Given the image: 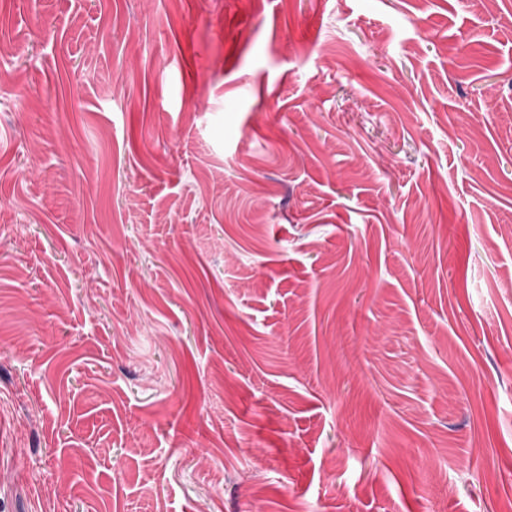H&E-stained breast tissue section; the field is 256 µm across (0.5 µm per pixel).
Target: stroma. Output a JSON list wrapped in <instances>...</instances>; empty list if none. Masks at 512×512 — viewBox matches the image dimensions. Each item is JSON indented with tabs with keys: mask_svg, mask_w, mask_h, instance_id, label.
I'll return each mask as SVG.
<instances>
[{
	"mask_svg": "<svg viewBox=\"0 0 512 512\" xmlns=\"http://www.w3.org/2000/svg\"><path fill=\"white\" fill-rule=\"evenodd\" d=\"M0 512H499L512 0H0Z\"/></svg>",
	"mask_w": 512,
	"mask_h": 512,
	"instance_id": "1",
	"label": "stroma"
}]
</instances>
